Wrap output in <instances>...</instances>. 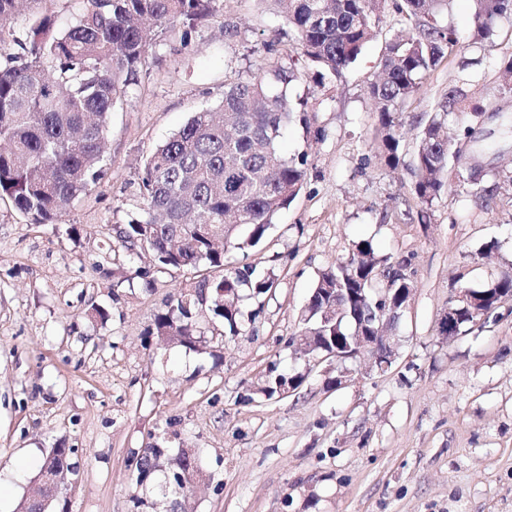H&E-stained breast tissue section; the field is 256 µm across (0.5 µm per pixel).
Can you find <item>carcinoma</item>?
<instances>
[{
  "instance_id": "carcinoma-1",
  "label": "carcinoma",
  "mask_w": 512,
  "mask_h": 512,
  "mask_svg": "<svg viewBox=\"0 0 512 512\" xmlns=\"http://www.w3.org/2000/svg\"><path fill=\"white\" fill-rule=\"evenodd\" d=\"M0 0V199H8L35 224L55 221L103 176L106 135L114 109L137 81L162 31L179 23L189 29L217 14L221 0H73L75 22L59 31L50 16L30 14L19 29L7 26L22 2ZM293 31L299 57L278 60L259 76L241 74L225 84L219 110L194 113L173 136L159 144L144 164L143 202L128 223V248L150 254L158 266L200 274L181 289L154 320L153 334L176 336L195 350L206 343L198 323L203 297L208 310L224 321V333L239 334L243 292L255 298L276 283L269 273L253 277L249 266H226L231 250L256 245L279 212L300 194L308 158L286 156L283 132L295 120L314 139L308 112H294L291 86L310 78L317 84L340 77L376 37L385 0H274ZM446 0H401L396 9L406 28L386 44L379 75L368 96L377 127L372 148L382 166L402 160L405 113L402 107L428 72L463 50L455 31L438 23ZM474 39L491 34L495 20L512 16V0H474ZM461 93L450 90L433 115L418 121L412 150V191L430 206L447 190L448 167L456 165V142L446 116ZM475 196L491 202L512 174L490 185L469 176ZM408 263L377 254L372 240L353 245L346 260L323 269L309 301L307 324L322 347L349 340L353 328L370 324V311L353 298L362 288L403 305L413 288ZM325 284L343 289L351 313L335 322L323 316ZM489 313L512 297V269L473 290ZM145 463L162 459L144 487L158 486L162 497L190 488L200 477L197 461L167 448L148 445L131 452Z\"/></svg>"
}]
</instances>
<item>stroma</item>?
I'll return each mask as SVG.
<instances>
[{"label":"stroma","mask_w":512,"mask_h":512,"mask_svg":"<svg viewBox=\"0 0 512 512\" xmlns=\"http://www.w3.org/2000/svg\"><path fill=\"white\" fill-rule=\"evenodd\" d=\"M395 3L341 77L294 83L326 137L296 122L286 130L288 153L308 155L304 187L255 247L229 257L276 284L244 300L252 320L217 349L151 336L193 275L132 255L116 230L138 214L158 144L218 107L234 73L295 55L273 0H222L191 32L166 31L112 114L105 177L59 221L31 223L0 199V512H16L52 448L77 451L71 512H134L142 489L130 453L150 443L195 450L191 512H512V299L471 331L438 333L459 287L512 268V192L482 204L452 167L426 209L408 164L386 170L370 150L366 89L404 25ZM509 58L512 17L493 42L443 60L404 107L417 121L461 89L466 109L481 110L467 149L487 181L512 171ZM363 238L406 261L414 282L392 329L394 362L380 372L295 359L319 272ZM274 363L301 386L261 393Z\"/></svg>","instance_id":"1"}]
</instances>
